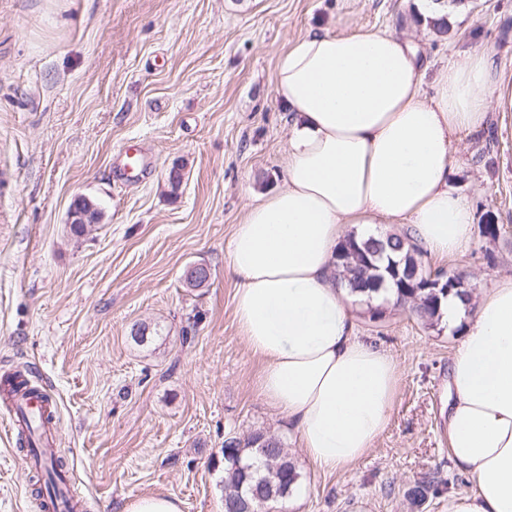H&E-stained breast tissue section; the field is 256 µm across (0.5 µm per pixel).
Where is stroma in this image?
I'll list each match as a JSON object with an SVG mask.
<instances>
[{
	"label": "stroma",
	"instance_id": "35a3bbf8",
	"mask_svg": "<svg viewBox=\"0 0 512 512\" xmlns=\"http://www.w3.org/2000/svg\"><path fill=\"white\" fill-rule=\"evenodd\" d=\"M463 2L430 34L407 31L413 0H0V377L27 369L50 394L87 512L142 495L224 512V438L254 430L280 438L301 474L271 512H448L449 494L471 490L448 459L461 329L392 304L356 310L359 336L397 360L399 394L373 448L324 473L257 392L227 267L234 224L285 180L279 54L311 29L393 30L438 64L484 51L512 81V0ZM129 145L148 163L132 181L114 175ZM454 160L449 185L474 224L503 232L472 233L463 256L423 265L464 274L478 297L512 275V112L462 137ZM80 195L102 219L78 237L68 213ZM198 263L211 279L193 288ZM138 324L161 334L138 344ZM9 419L0 403V512H44ZM424 481L436 494L412 503Z\"/></svg>",
	"mask_w": 512,
	"mask_h": 512
}]
</instances>
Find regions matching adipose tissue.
Segmentation results:
<instances>
[{
  "label": "adipose tissue",
  "mask_w": 512,
  "mask_h": 512,
  "mask_svg": "<svg viewBox=\"0 0 512 512\" xmlns=\"http://www.w3.org/2000/svg\"><path fill=\"white\" fill-rule=\"evenodd\" d=\"M276 92L290 115L283 187L248 207L228 244L234 314L260 363L256 388L311 465L342 471L385 430L400 369L356 333L336 248L349 224H399L433 259L462 255L472 208L448 188L452 139L512 112V86L479 50L432 67L384 31H310L281 53ZM468 316L449 368L448 458L472 490L448 512H512V276Z\"/></svg>",
  "instance_id": "obj_1"
}]
</instances>
